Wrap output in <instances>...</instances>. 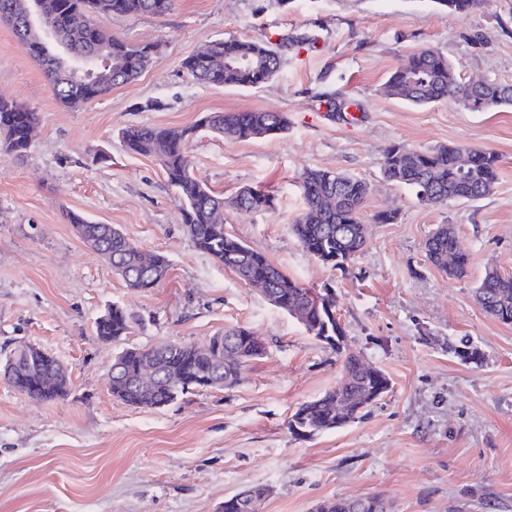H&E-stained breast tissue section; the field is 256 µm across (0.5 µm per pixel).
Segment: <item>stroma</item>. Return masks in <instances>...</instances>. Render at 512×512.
Returning a JSON list of instances; mask_svg holds the SVG:
<instances>
[{
  "label": "stroma",
  "instance_id": "35a3bbf8",
  "mask_svg": "<svg viewBox=\"0 0 512 512\" xmlns=\"http://www.w3.org/2000/svg\"><path fill=\"white\" fill-rule=\"evenodd\" d=\"M108 27L160 50L136 81L71 109L0 24V96L40 116L25 156L0 155V355L32 344L70 378L67 396L49 402L0 378V512H221L225 498L252 487L268 490L259 512L371 496L387 512H512V323L475 299L487 269L512 275V107H416L381 92L398 63L425 47L464 79L512 84V0H484L462 15L434 0H175L165 17H115ZM299 36L304 44L258 88L204 85L182 67L214 40ZM322 91L343 98L349 117L328 112ZM253 110L286 114L288 131L238 142L197 131L188 145L195 174L227 199L244 186L274 196L273 214L225 208V231L307 287L335 288L348 348L390 378L361 418L306 438L290 433L288 419L340 383L342 355L196 250L178 192L154 158L130 153L120 136ZM395 143L495 152L498 183L476 201L421 204L382 178ZM307 168L367 182L365 216L399 213L396 223L370 225L365 249L343 269L319 262L290 230ZM69 210L164 254L168 277L128 288L66 222ZM441 224L454 225L469 258L463 278L425 256ZM115 303L130 313L131 330L105 343L95 322ZM235 325L266 352L232 388L199 389L157 409L112 396L121 350L200 345ZM463 337L480 361L456 355Z\"/></svg>",
  "mask_w": 512,
  "mask_h": 512
}]
</instances>
